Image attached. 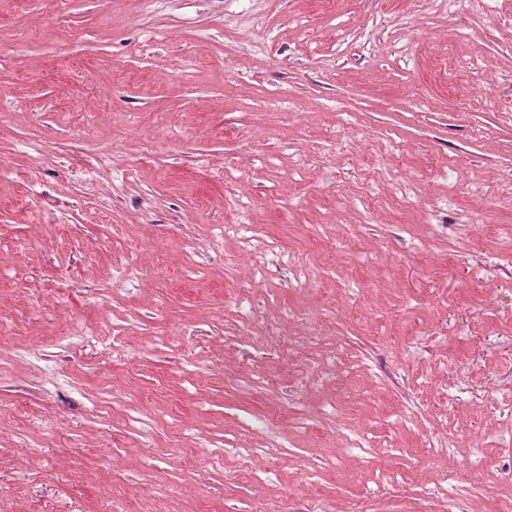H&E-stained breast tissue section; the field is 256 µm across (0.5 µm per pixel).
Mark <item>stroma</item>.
Segmentation results:
<instances>
[{
    "label": "stroma",
    "instance_id": "35a3bbf8",
    "mask_svg": "<svg viewBox=\"0 0 512 512\" xmlns=\"http://www.w3.org/2000/svg\"><path fill=\"white\" fill-rule=\"evenodd\" d=\"M0 318V512H446L480 441L512 492V406L468 393L512 387V0H0ZM76 321L98 336L60 344ZM112 146L107 145L89 153L83 163L85 181L92 185L100 171L104 169L111 170L112 174Z\"/></svg>",
    "mask_w": 512,
    "mask_h": 512
}]
</instances>
